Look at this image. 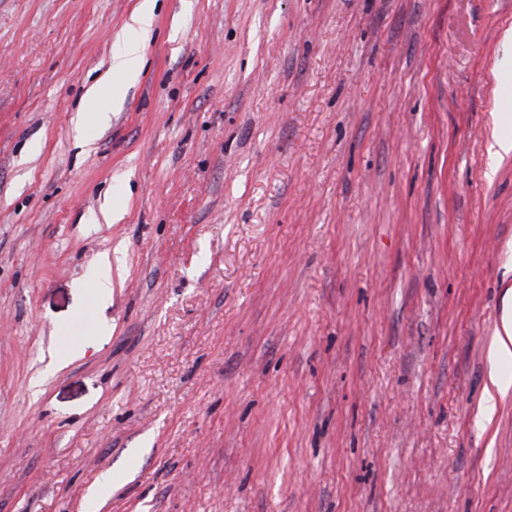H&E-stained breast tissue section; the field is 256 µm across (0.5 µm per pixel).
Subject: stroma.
Instances as JSON below:
<instances>
[{
  "label": "stroma",
  "mask_w": 512,
  "mask_h": 512,
  "mask_svg": "<svg viewBox=\"0 0 512 512\" xmlns=\"http://www.w3.org/2000/svg\"><path fill=\"white\" fill-rule=\"evenodd\" d=\"M142 2L0 0V512H512V0ZM140 64V48L138 43H132L127 46L125 51L113 57L112 65L108 72L107 79L101 82V86H92L86 93L87 111L78 116V124H84L88 119H101L104 112H99L105 108L103 96V85L112 84L113 73L132 74L135 73ZM93 111V112H90ZM95 299L98 303H105L112 296L111 261L108 254H102L97 260L95 276Z\"/></svg>",
  "instance_id": "obj_1"
}]
</instances>
